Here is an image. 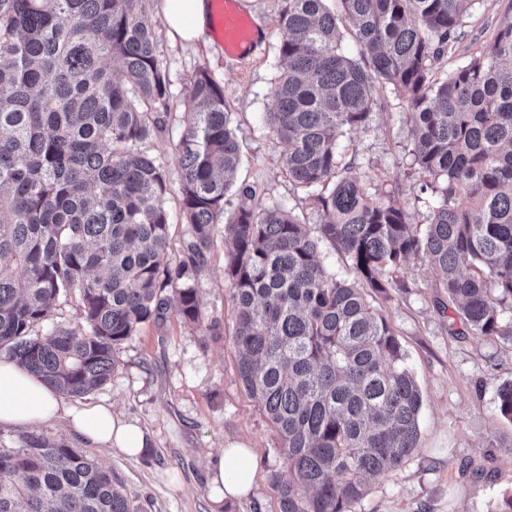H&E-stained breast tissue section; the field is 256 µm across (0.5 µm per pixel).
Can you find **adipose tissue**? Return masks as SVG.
<instances>
[{"label": "adipose tissue", "mask_w": 512, "mask_h": 512, "mask_svg": "<svg viewBox=\"0 0 512 512\" xmlns=\"http://www.w3.org/2000/svg\"><path fill=\"white\" fill-rule=\"evenodd\" d=\"M169 38L194 43L210 24L206 0H162ZM65 419L71 432L96 448H117L138 454L147 444L145 432L115 415L111 406L70 404L15 361L0 359V427L33 428L47 421ZM256 475L250 447L225 444L210 470V489L216 501L248 497Z\"/></svg>", "instance_id": "ef3b65f1"}]
</instances>
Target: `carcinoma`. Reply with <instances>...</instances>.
<instances>
[{
	"label": "carcinoma",
	"mask_w": 512,
	"mask_h": 512,
	"mask_svg": "<svg viewBox=\"0 0 512 512\" xmlns=\"http://www.w3.org/2000/svg\"><path fill=\"white\" fill-rule=\"evenodd\" d=\"M286 70L267 120L283 167L322 214L232 213L241 148L224 88L192 79L176 145L183 256L166 258L165 170L135 145L170 111L147 0H0V356L52 391L110 381L116 347L141 324L204 320L195 282L224 225L233 340L245 391L281 440L290 477L277 512H356L367 477L413 451L423 396L371 297L425 263L460 323L454 334L512 337V21L440 74L475 0H279ZM351 35L360 56H346ZM381 88L405 103L423 230L391 189L350 174L339 139L367 127ZM331 249L356 275L329 272ZM82 326L35 328L70 295ZM512 421V382L496 391ZM0 512H134L83 452L31 432L0 448Z\"/></svg>",
	"instance_id": "obj_1"
}]
</instances>
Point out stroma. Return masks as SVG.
Wrapping results in <instances>:
<instances>
[{"label":"stroma","mask_w":512,"mask_h":512,"mask_svg":"<svg viewBox=\"0 0 512 512\" xmlns=\"http://www.w3.org/2000/svg\"><path fill=\"white\" fill-rule=\"evenodd\" d=\"M248 15L264 29L265 39L245 60L228 57L220 39L192 46L171 40L159 0L150 4L157 55L168 80L171 110L164 125L140 142L167 173L166 203L170 259H179L188 227L180 218L181 185L176 144L183 130L181 104L191 80L206 67L224 88L232 127L242 148L237 180L252 186V206L293 210L307 223L321 220L305 192L282 166L285 146L266 121L275 102L271 89L283 64V34L276 26L278 0H242ZM512 20V0H477L465 23L458 51L443 69L459 65L471 52L490 44L500 25ZM377 106L365 130L341 139L352 172L372 186L395 189L413 223H425L422 180L411 167L410 131L398 100L376 89ZM224 227L216 225L214 245L196 287L207 320L218 335L187 325L175 315L141 325L118 346L111 382L73 405L101 401L123 419L138 424L148 442L130 457L119 449L85 448L62 419L38 426L53 442L86 449L111 471L135 512H276L270 476L287 477L280 439L262 407L244 390L232 340V308ZM401 285L376 305L395 330L406 364L423 394L416 448L395 471L372 477L357 512H500L512 494V422L495 410L498 387L512 381V342L458 336L440 312L441 298L427 266L413 260L396 275ZM242 442L254 453L257 475L251 495L215 503L209 469L228 442Z\"/></svg>","instance_id":"1"}]
</instances>
